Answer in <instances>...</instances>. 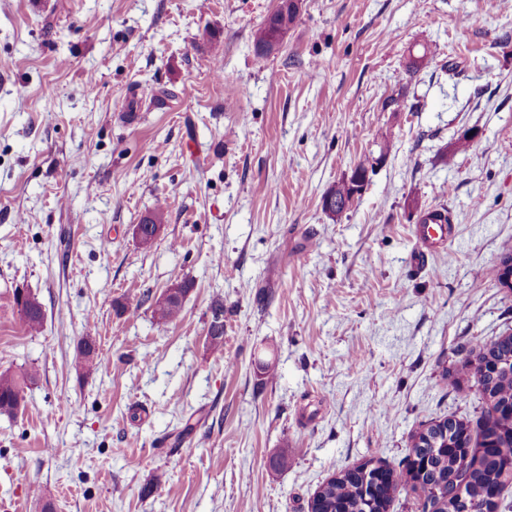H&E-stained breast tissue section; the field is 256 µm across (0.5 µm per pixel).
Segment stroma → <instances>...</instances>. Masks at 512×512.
Masks as SVG:
<instances>
[{"label":"stroma","mask_w":512,"mask_h":512,"mask_svg":"<svg viewBox=\"0 0 512 512\" xmlns=\"http://www.w3.org/2000/svg\"><path fill=\"white\" fill-rule=\"evenodd\" d=\"M276 4L0 0V372L37 373L0 415V512H308L341 469L398 465L422 425L479 414L445 381L471 337L512 332L493 275L512 250V0H302L260 61ZM375 157L354 207L325 214ZM440 206L456 234L418 260ZM181 281L160 323L145 296ZM87 337L107 360L91 374ZM279 1H281V3H277L274 10L266 17L262 25L254 33L253 43L257 60L262 61L271 55L265 52L264 49L273 53L284 43L287 35L278 34L266 45L272 33L276 30H285L288 33L297 20L298 14L288 8H284L282 5L284 0ZM264 46L265 48L263 49ZM165 218V207L164 204H159L153 213L145 217L141 224H137L135 227V232L137 235H142L143 230L148 231L144 233L141 237L137 238L139 245L144 249H150L156 238L152 233L156 236L160 235L163 227L160 224H163ZM148 223V224H147ZM180 285L178 293L169 297L165 307L159 310L152 301L153 313L158 321L163 323L174 322L180 318L183 309V302L186 294L190 291L192 284L188 281L178 283ZM209 310L213 313L219 311L224 316V300L223 299H215L211 302ZM221 314L216 315L214 318L209 315V323L213 322L215 326L221 325V330L208 333L211 336L209 342V347L212 351L222 352L224 349V323L223 316ZM75 362L87 373H93L103 366L104 359L95 344L90 345L84 339L77 346Z\"/></svg>","instance_id":"35a3bbf8"}]
</instances>
